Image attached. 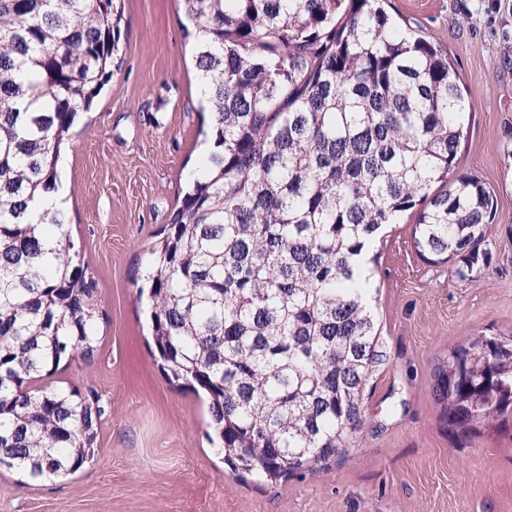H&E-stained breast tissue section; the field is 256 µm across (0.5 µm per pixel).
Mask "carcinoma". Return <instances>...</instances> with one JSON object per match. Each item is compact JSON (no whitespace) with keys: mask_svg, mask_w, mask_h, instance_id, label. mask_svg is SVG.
Segmentation results:
<instances>
[{"mask_svg":"<svg viewBox=\"0 0 512 512\" xmlns=\"http://www.w3.org/2000/svg\"><path fill=\"white\" fill-rule=\"evenodd\" d=\"M384 0H181L213 149L143 271L169 379L205 396L235 473L345 457L387 360L373 267L352 261L415 214L432 263L478 250L498 199L456 171L471 112L448 49ZM114 0H0V455L28 482L93 457L99 397L30 387L90 359L103 310L57 191L61 145L114 75ZM443 418L472 434L512 413V338L474 336L437 368Z\"/></svg>","mask_w":512,"mask_h":512,"instance_id":"carcinoma-1","label":"carcinoma"}]
</instances>
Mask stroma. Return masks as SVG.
Segmentation results:
<instances>
[{
    "label": "stroma",
    "instance_id": "1",
    "mask_svg": "<svg viewBox=\"0 0 512 512\" xmlns=\"http://www.w3.org/2000/svg\"><path fill=\"white\" fill-rule=\"evenodd\" d=\"M111 81L78 114L59 161L78 261L106 316L92 358L39 387L94 390L104 409L93 459L64 479L23 483L0 469V512H512V415L462 436L442 419L435 373L473 336H512V0H391L389 12L446 46L472 112L458 170L495 189L489 260L433 264L413 218L375 245L372 306L389 359L366 390L348 457L275 480L230 472L207 437L203 397L168 379L139 286L203 163L192 41L179 0H121Z\"/></svg>",
    "mask_w": 512,
    "mask_h": 512
}]
</instances>
